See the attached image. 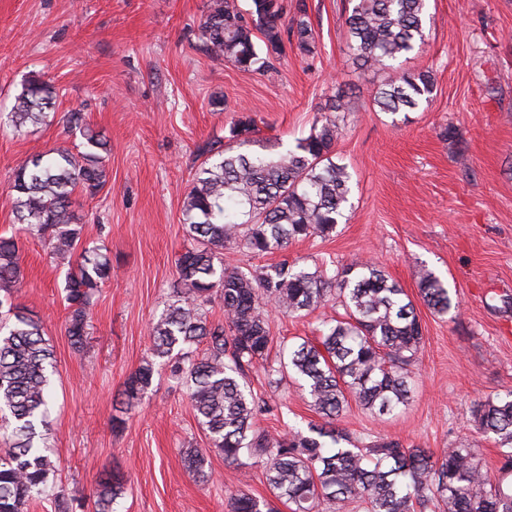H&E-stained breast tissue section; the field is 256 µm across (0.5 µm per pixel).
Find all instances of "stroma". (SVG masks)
I'll use <instances>...</instances> for the list:
<instances>
[{"label":"stroma","mask_w":512,"mask_h":512,"mask_svg":"<svg viewBox=\"0 0 512 512\" xmlns=\"http://www.w3.org/2000/svg\"><path fill=\"white\" fill-rule=\"evenodd\" d=\"M205 3L0 0V234L19 238L15 302L42 322L59 373L50 416L55 489L28 512H55L59 495L70 512H94V483L112 470L127 477L120 512H228L240 492L271 499L257 464L228 466L214 454L209 482L189 475L184 452L207 438L169 366L157 365L132 412L113 398L150 359V323L166 308L175 260L190 245L181 210L199 147L227 135L239 109L256 115L260 138L292 145L340 90L351 102L336 146L353 174L346 223L259 256L225 247L224 265L358 257L383 266L413 299L420 266L433 270L459 308L442 317L418 305L423 338L409 406L380 417L352 403L339 424L365 442L437 454L469 435L495 471L497 446L472 435L470 410L512 390V0H430L428 39L402 67L431 71L433 98L397 120L368 107L374 76L353 70L344 0H307L317 55L288 54L264 76L199 50ZM35 76L57 88L56 107L45 124L13 133L3 119ZM72 109L110 147L105 188L76 195L73 206L84 241L102 242L112 262L80 353L64 332V269L43 239L20 231L9 194L19 160L72 146L60 123ZM250 380L268 406L259 428L276 434L291 420L317 421L291 379L271 386L257 368Z\"/></svg>","instance_id":"stroma-1"}]
</instances>
